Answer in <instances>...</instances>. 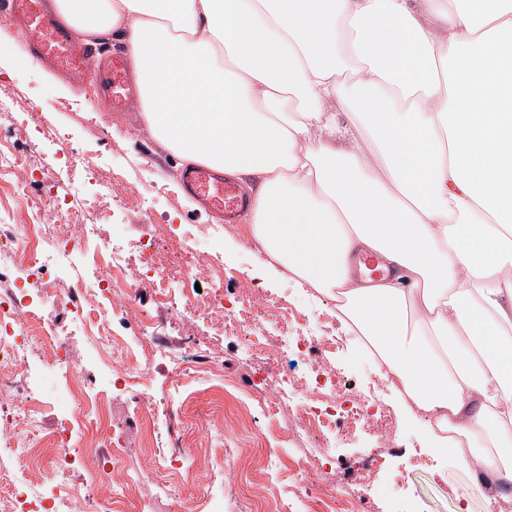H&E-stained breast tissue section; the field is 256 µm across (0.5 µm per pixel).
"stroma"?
<instances>
[{"instance_id": "1", "label": "stroma", "mask_w": 512, "mask_h": 512, "mask_svg": "<svg viewBox=\"0 0 512 512\" xmlns=\"http://www.w3.org/2000/svg\"><path fill=\"white\" fill-rule=\"evenodd\" d=\"M30 33H19L0 24V96L13 109L0 112V140L26 156L17 170L27 180L30 193L41 205L42 221L59 223L66 211L61 193L53 191L47 167H60L61 181L78 182L94 192L96 181H112V195L98 198L92 218L109 213L118 229L115 243L127 246L131 266L127 277L138 281L144 265L134 243L150 224L174 225L177 239L160 243L163 260L183 269L201 266L224 271L225 288L244 301L263 296L300 312L326 310L330 297L322 295L279 264L262 262L260 243L253 237L247 218L224 226L214 240L195 237L197 225L216 224L219 216L201 206L177 184L178 159L160 142L143 133L139 106L107 113L94 105L95 89H71L48 73L27 52ZM152 194L143 205L142 194ZM295 322L247 321L237 330L226 329L217 319L192 316L181 305L159 310L157 334L165 349L183 351L189 338L210 341L211 351L224 360L223 376L192 384L180 396L169 391L167 361L153 363L156 398L176 399L180 415L173 435L191 455L189 474L159 472L154 468L159 452L151 433L138 428L125 431L131 454L121 461L124 469L138 471L140 479L126 495L134 506L150 503V512H201L199 499L177 494L183 483L197 489L212 486L223 476L225 501L249 497L252 489H265L254 500L253 512H299L288 506L284 495L292 479L291 466L307 458L310 441L305 424L293 403L275 402L258 408L238 384L248 370L240 362V335L278 336L295 331ZM332 335L342 342L329 363L336 378L355 393L372 396L395 434L394 441L372 427L345 437L331 433L326 455L343 495L361 502L362 512H502L501 499L491 498L484 483L475 480L452 455L427 450L421 418L410 417L401 407L373 359L359 343L345 335L340 322H332ZM45 402V434L30 458L21 463L26 476L45 486L56 482L55 450L48 439L60 425L71 401L63 392L52 359H45L39 376ZM274 433L286 450L285 471L272 476L265 436Z\"/></svg>"}]
</instances>
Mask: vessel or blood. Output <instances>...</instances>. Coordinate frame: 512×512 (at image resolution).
I'll return each instance as SVG.
<instances>
[{
  "label": "vessel or blood",
  "mask_w": 512,
  "mask_h": 512,
  "mask_svg": "<svg viewBox=\"0 0 512 512\" xmlns=\"http://www.w3.org/2000/svg\"><path fill=\"white\" fill-rule=\"evenodd\" d=\"M0 21L36 31L31 55L73 88L86 87L91 49L47 8L46 0H0ZM98 72L97 102L101 111L119 112L139 100L140 85L124 56L112 54L102 58ZM177 178L188 192L223 214L225 223H235L249 205L248 198L234 183L219 178L207 167L182 169Z\"/></svg>",
  "instance_id": "vessel-or-blood-1"
}]
</instances>
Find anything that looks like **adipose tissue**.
I'll return each mask as SVG.
<instances>
[{"instance_id":"1","label":"adipose tissue","mask_w":512,"mask_h":512,"mask_svg":"<svg viewBox=\"0 0 512 512\" xmlns=\"http://www.w3.org/2000/svg\"><path fill=\"white\" fill-rule=\"evenodd\" d=\"M55 5L123 39L149 136L244 185L266 257L336 298L431 447L512 464V0Z\"/></svg>"}]
</instances>
